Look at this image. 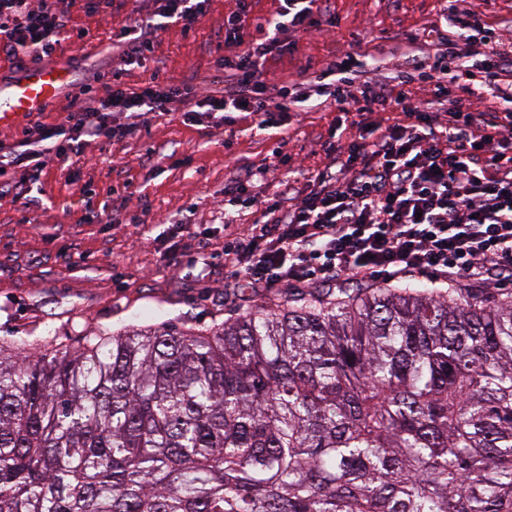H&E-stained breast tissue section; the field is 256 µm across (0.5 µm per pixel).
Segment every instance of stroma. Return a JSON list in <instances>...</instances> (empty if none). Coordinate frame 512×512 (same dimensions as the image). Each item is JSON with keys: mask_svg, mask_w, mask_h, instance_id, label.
<instances>
[{"mask_svg": "<svg viewBox=\"0 0 512 512\" xmlns=\"http://www.w3.org/2000/svg\"><path fill=\"white\" fill-rule=\"evenodd\" d=\"M445 3L333 0L338 25L300 35L297 52L272 66L278 83L312 80L354 45L365 68L395 71L402 57L394 42L375 39V32L413 31L435 21ZM154 8L153 0H125L108 15L76 0L75 33L57 51L73 79L41 120L66 124L73 102L100 97L102 78L119 53L113 28ZM227 8L226 0H210L194 33L175 26L159 33L152 56L132 68L126 82L143 84L158 70L174 84L195 77L199 96H206L215 62L224 54ZM81 28L89 37H78ZM335 119L328 103L290 113L281 128L268 131L253 130L241 112L230 124L196 122L175 110L153 112L137 135L88 138L73 164H49L35 178L21 168L1 171L0 183L11 191L0 196V339L54 336L71 346L91 331L166 322L201 328L278 302L286 287L265 290L224 276L225 233L239 232L254 219L246 213L240 224L225 225L224 184L262 165L278 147L287 153L289 169L268 172L267 183H278L288 172L305 183L326 162L319 141ZM174 220L191 224L195 234L171 256L163 236Z\"/></svg>", "mask_w": 512, "mask_h": 512, "instance_id": "stroma-1", "label": "stroma"}]
</instances>
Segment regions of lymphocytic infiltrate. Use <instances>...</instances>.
Instances as JSON below:
<instances>
[{"instance_id":"f902f5d3","label":"lymphocytic infiltrate","mask_w":512,"mask_h":512,"mask_svg":"<svg viewBox=\"0 0 512 512\" xmlns=\"http://www.w3.org/2000/svg\"><path fill=\"white\" fill-rule=\"evenodd\" d=\"M155 12L112 34L121 47L95 106L72 113L68 128L35 123L29 140L40 143L36 171L67 162L83 149L84 136L123 137L138 131L148 112L172 104L212 112H249L257 130L278 127L288 112V93L272 83V59L293 53V38L336 25L331 0H279L275 13L250 24L253 0H232L224 16V55L216 68L219 87L197 98L191 81L173 84L152 76L142 86L123 82V67L141 62L153 36L177 26L191 32L209 0H157ZM453 29L431 24L425 36L407 33L415 45L412 71L397 83L352 73L349 58L332 62L338 112L320 148L327 162L303 189L282 181L272 193L252 178L224 186V222L237 223L246 209L258 217L224 244V267L255 287L280 283L308 287L336 282L391 284L432 275L434 281H512V50L503 49L490 17L451 0ZM71 13L65 0H0V53L16 59L52 56L56 36ZM482 45H475V34ZM492 98L479 111L474 99ZM115 112L127 113L120 127ZM387 112L391 123L366 139L369 118Z\"/></svg>"}]
</instances>
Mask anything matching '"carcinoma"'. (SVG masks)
Segmentation results:
<instances>
[{
	"mask_svg": "<svg viewBox=\"0 0 512 512\" xmlns=\"http://www.w3.org/2000/svg\"><path fill=\"white\" fill-rule=\"evenodd\" d=\"M0 512H512V297L0 341Z\"/></svg>",
	"mask_w": 512,
	"mask_h": 512,
	"instance_id": "obj_1",
	"label": "carcinoma"
}]
</instances>
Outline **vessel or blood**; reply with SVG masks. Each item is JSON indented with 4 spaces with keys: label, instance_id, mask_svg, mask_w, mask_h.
<instances>
[{
    "label": "vessel or blood",
    "instance_id": "obj_1",
    "mask_svg": "<svg viewBox=\"0 0 512 512\" xmlns=\"http://www.w3.org/2000/svg\"><path fill=\"white\" fill-rule=\"evenodd\" d=\"M69 78V71L62 67L37 64L15 82L0 85V126L14 125L20 117L41 111Z\"/></svg>",
    "mask_w": 512,
    "mask_h": 512
}]
</instances>
